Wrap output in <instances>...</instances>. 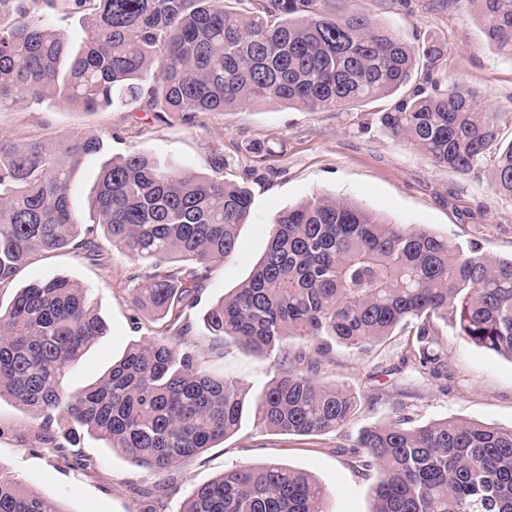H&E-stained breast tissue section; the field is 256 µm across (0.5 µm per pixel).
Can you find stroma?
Listing matches in <instances>:
<instances>
[{"mask_svg": "<svg viewBox=\"0 0 512 512\" xmlns=\"http://www.w3.org/2000/svg\"><path fill=\"white\" fill-rule=\"evenodd\" d=\"M333 5L387 23L411 44L439 42L441 56L420 61L412 88L428 92L434 84L464 80L483 105L499 112L497 146L512 143V55L489 45L477 5L470 0H334ZM396 101L391 95L331 112L248 104L200 112L189 120L6 102L0 104V127L37 133L46 120L56 131L79 128L104 137L103 151L84 157L74 175L71 204L82 215L90 212L101 168L113 157L132 153L173 158L197 174L251 191V211L237 230L235 252L213 269L205 293L187 313L192 329L186 341L204 351L210 345L206 311L249 277L267 249L274 219L316 194L426 228L466 249L512 256V197L494 192L492 159L465 174L434 165L383 127L381 115ZM255 142L270 146L272 156L255 160L248 151ZM219 158L224 161L220 167L215 164ZM133 267V260L116 249L98 265L82 251L66 248L38 256L11 287L0 288L4 305L17 289L45 278L65 277L87 289L108 331L71 371L70 393L106 373L131 344L161 330V322L132 304ZM438 341L447 360V373L439 377L408 357L410 338L404 329L366 348L334 345L318 377L359 397L340 430L318 436L264 432L248 410L233 435L161 471L139 467L85 433L69 442L67 420L44 428L34 412L5 397L0 399V477L55 497L64 512H179L197 486L224 470L275 462L313 475L329 493V512H371L375 474L359 467L350 453L364 430L399 418L414 426L456 418L512 427V360L474 346L443 324ZM211 365L243 383L252 401L274 372L272 360L238 344L226 346Z\"/></svg>", "mask_w": 512, "mask_h": 512, "instance_id": "stroma-1", "label": "stroma"}]
</instances>
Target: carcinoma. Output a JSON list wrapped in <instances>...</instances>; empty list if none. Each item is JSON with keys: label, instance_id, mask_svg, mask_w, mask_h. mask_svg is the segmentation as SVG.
<instances>
[{"label": "carcinoma", "instance_id": "cac0c4a2", "mask_svg": "<svg viewBox=\"0 0 512 512\" xmlns=\"http://www.w3.org/2000/svg\"><path fill=\"white\" fill-rule=\"evenodd\" d=\"M324 0H0V104L57 101L87 112L190 117L246 104L346 110L405 87L420 49L355 11ZM489 43L512 54V0H475ZM80 14L72 45L42 13ZM499 113L470 87L416 92L382 114L384 128L455 173L473 169L497 139ZM102 139L81 131L0 130V288L42 252L72 247L100 262L71 207L73 175ZM494 188L512 197V142L498 149ZM250 192L177 162L119 157L94 190L97 224L113 248L150 268L136 309L164 321L159 338L132 345L78 395L69 372L107 332L87 290L35 281L0 307V397L51 426L70 418L153 470L192 458L238 429L247 391L206 369L183 339L187 312L212 266L236 249ZM512 360V258L465 252L453 240L392 223L351 202L315 196L277 216L252 276L207 312L211 351L229 342L272 355L276 376L255 409L257 426L293 435L341 429L358 397L317 378L332 343L360 348L397 327L436 344L435 323ZM438 376L441 350H418ZM378 471L373 512H512V428L445 419L365 431L353 449ZM326 489L277 463L232 468L198 486L180 512H328ZM0 512H64L54 499L0 478Z\"/></svg>", "mask_w": 512, "mask_h": 512}]
</instances>
